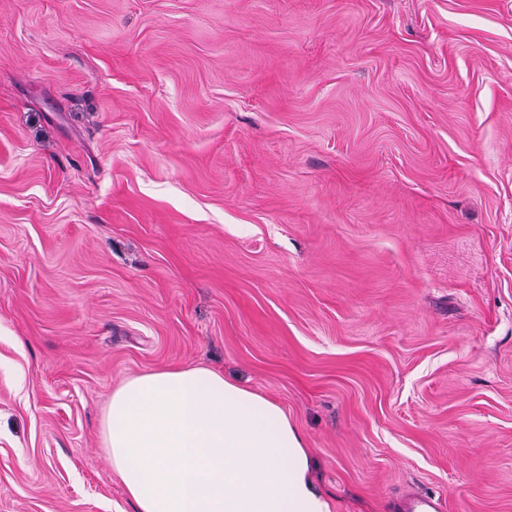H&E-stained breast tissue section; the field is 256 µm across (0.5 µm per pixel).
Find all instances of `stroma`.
<instances>
[{"mask_svg": "<svg viewBox=\"0 0 512 512\" xmlns=\"http://www.w3.org/2000/svg\"><path fill=\"white\" fill-rule=\"evenodd\" d=\"M179 365L333 512H512V0H0V512H134Z\"/></svg>", "mask_w": 512, "mask_h": 512, "instance_id": "stroma-1", "label": "stroma"}]
</instances>
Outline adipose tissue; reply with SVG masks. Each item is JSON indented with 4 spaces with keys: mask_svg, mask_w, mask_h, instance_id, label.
Returning <instances> with one entry per match:
<instances>
[{
    "mask_svg": "<svg viewBox=\"0 0 512 512\" xmlns=\"http://www.w3.org/2000/svg\"><path fill=\"white\" fill-rule=\"evenodd\" d=\"M103 442L137 512H331L285 410L206 367L125 379Z\"/></svg>",
    "mask_w": 512,
    "mask_h": 512,
    "instance_id": "ef3b65f1",
    "label": "adipose tissue"
}]
</instances>
